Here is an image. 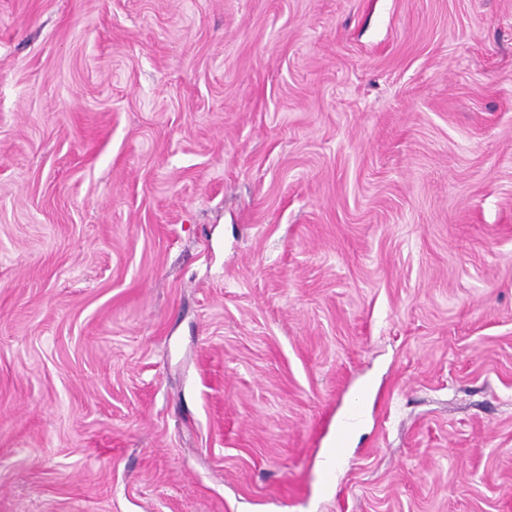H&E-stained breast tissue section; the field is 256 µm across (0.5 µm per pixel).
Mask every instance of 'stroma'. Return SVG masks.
Here are the masks:
<instances>
[{"label": "stroma", "mask_w": 512, "mask_h": 512, "mask_svg": "<svg viewBox=\"0 0 512 512\" xmlns=\"http://www.w3.org/2000/svg\"><path fill=\"white\" fill-rule=\"evenodd\" d=\"M0 512H512V0H0Z\"/></svg>", "instance_id": "obj_1"}]
</instances>
